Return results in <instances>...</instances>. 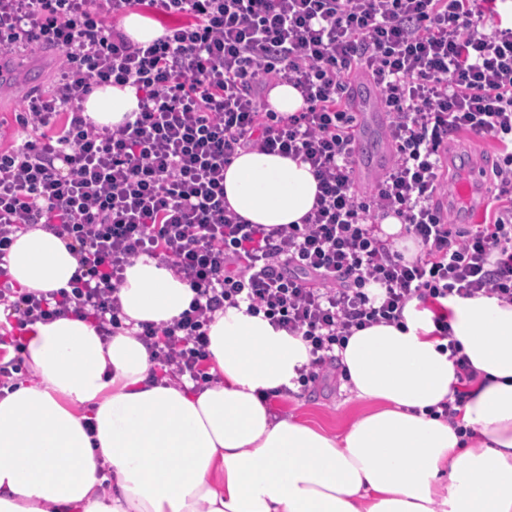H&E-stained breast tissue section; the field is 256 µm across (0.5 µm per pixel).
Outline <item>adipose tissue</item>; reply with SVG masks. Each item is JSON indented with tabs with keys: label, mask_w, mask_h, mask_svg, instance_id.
Instances as JSON below:
<instances>
[{
	"label": "adipose tissue",
	"mask_w": 512,
	"mask_h": 512,
	"mask_svg": "<svg viewBox=\"0 0 512 512\" xmlns=\"http://www.w3.org/2000/svg\"><path fill=\"white\" fill-rule=\"evenodd\" d=\"M138 105L132 87L107 85L84 114L114 128ZM316 194L309 164L278 154L242 151L224 172L230 209L269 228L300 223ZM78 268L66 241L36 226L7 256L21 293L69 288ZM118 296L111 336L85 315L21 336L30 375L0 394V512H512V304L446 300L477 372L451 421L429 413L459 387L430 308L413 300L402 325L356 331L335 354L365 408L334 433L264 398L297 390L310 359L301 337L224 308L208 327V382H177L136 334L186 310L189 285L143 255Z\"/></svg>",
	"instance_id": "obj_1"
}]
</instances>
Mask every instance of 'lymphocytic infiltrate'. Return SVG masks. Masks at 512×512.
Instances as JSON below:
<instances>
[{
  "label": "lymphocytic infiltrate",
  "mask_w": 512,
  "mask_h": 512,
  "mask_svg": "<svg viewBox=\"0 0 512 512\" xmlns=\"http://www.w3.org/2000/svg\"><path fill=\"white\" fill-rule=\"evenodd\" d=\"M496 0H0V58L59 53L50 93L18 117L22 145L0 150V331L69 314L118 328L127 266L146 255L195 297L137 337L164 375L205 381L207 327L246 305L304 338L302 386L334 365L355 331L399 324L413 299L437 305L460 386L475 371L451 341L442 299L512 304V28L479 29ZM172 18L143 45L113 20L137 6ZM379 88L393 140L389 169L364 192L351 179L353 69ZM290 84L304 105L274 112L265 90ZM136 89L135 120L96 127L83 116L98 86ZM465 132L506 146L485 224L459 226L441 203V155ZM257 149L307 162L318 182L298 224H250L224 202V171ZM397 218L419 244L408 258L379 236ZM38 224L75 251L69 289L15 291L12 236Z\"/></svg>",
  "instance_id": "1"
}]
</instances>
